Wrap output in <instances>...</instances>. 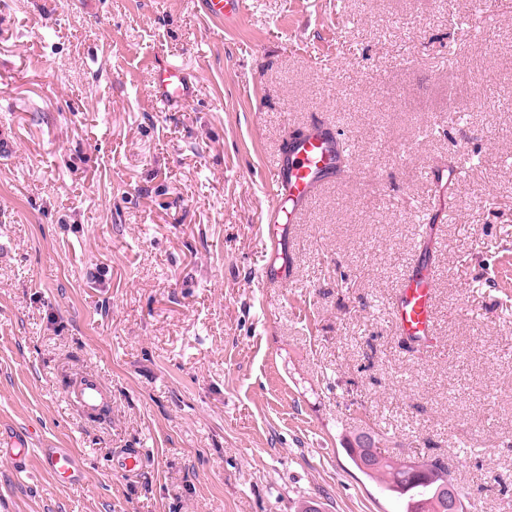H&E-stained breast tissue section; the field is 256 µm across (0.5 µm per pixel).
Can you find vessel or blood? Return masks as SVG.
Masks as SVG:
<instances>
[{
	"label": "vessel or blood",
	"mask_w": 512,
	"mask_h": 512,
	"mask_svg": "<svg viewBox=\"0 0 512 512\" xmlns=\"http://www.w3.org/2000/svg\"><path fill=\"white\" fill-rule=\"evenodd\" d=\"M206 13L231 24L241 17L240 0H203ZM153 92L163 105L189 103L194 89L182 64L169 62L153 72ZM351 147L323 126H314L307 136L291 142L285 158L276 166L268 189L269 206L262 217L274 247V262L263 272L267 282L283 283L291 276L287 219L296 218L303 205L324 180L342 170ZM433 278L426 261L415 260L407 268L391 313L398 335L422 342L434 332ZM70 399L86 414L96 415L112 400L111 391L96 378L86 376L69 392ZM31 432L10 437L0 448V463L23 469L30 458L40 468L63 482H79L84 470L74 451L44 448L34 451Z\"/></svg>",
	"instance_id": "1"
}]
</instances>
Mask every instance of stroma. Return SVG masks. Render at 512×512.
I'll return each instance as SVG.
<instances>
[{
    "mask_svg": "<svg viewBox=\"0 0 512 512\" xmlns=\"http://www.w3.org/2000/svg\"><path fill=\"white\" fill-rule=\"evenodd\" d=\"M172 60L189 105L152 94ZM317 123L354 150L264 287L265 184ZM0 134V434L86 470L0 467L9 512H399L362 430L512 512V0H243L233 27L199 0H0ZM427 238L419 346L391 305ZM84 375L105 417L69 400ZM128 448L142 469L113 472ZM40 468L63 482H79L84 479V470L74 451L67 448H41L37 452Z\"/></svg>",
    "mask_w": 512,
    "mask_h": 512,
    "instance_id": "35a3bbf8",
    "label": "stroma"
}]
</instances>
